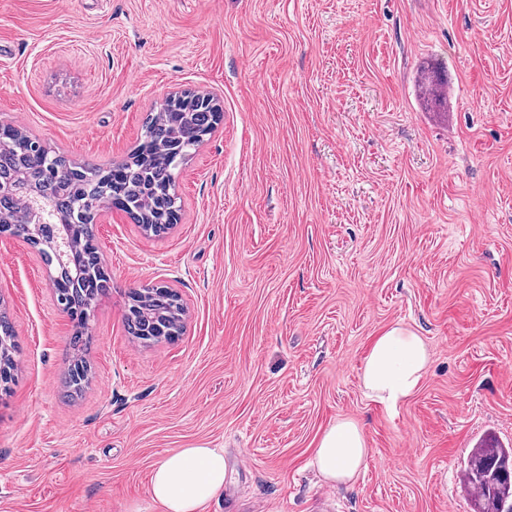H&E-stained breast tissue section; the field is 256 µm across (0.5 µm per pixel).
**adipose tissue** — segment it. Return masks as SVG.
Masks as SVG:
<instances>
[{
	"label": "adipose tissue",
	"mask_w": 512,
	"mask_h": 512,
	"mask_svg": "<svg viewBox=\"0 0 512 512\" xmlns=\"http://www.w3.org/2000/svg\"><path fill=\"white\" fill-rule=\"evenodd\" d=\"M423 338L401 326L376 336L365 357L361 380L366 396L395 409L419 388L429 363ZM369 456L362 427L339 419L324 430L312 465L326 481L353 482ZM226 461L218 448H183L164 457L151 476V496L162 512H201L224 491Z\"/></svg>",
	"instance_id": "obj_1"
}]
</instances>
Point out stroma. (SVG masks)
Segmentation results:
<instances>
[{
	"instance_id": "35a3bbf8",
	"label": "stroma",
	"mask_w": 512,
	"mask_h": 512,
	"mask_svg": "<svg viewBox=\"0 0 512 512\" xmlns=\"http://www.w3.org/2000/svg\"><path fill=\"white\" fill-rule=\"evenodd\" d=\"M181 90L221 120L171 229L95 224L112 290L81 394L48 267L0 234V512H161L151 473L182 448L224 451L232 498L202 512H472L470 449L512 447V0H0V123L57 154L123 159ZM146 286L179 294L174 341L128 334ZM396 325L431 359L389 411L361 366ZM339 418L370 448L348 486L311 465ZM418 87V96L421 99L423 95V104L426 108L433 104L435 109L432 112H448V84L443 79L432 75L427 70L420 72L416 79ZM446 87V92H445ZM17 349L15 330L5 313H0V391H6L12 381Z\"/></svg>"
}]
</instances>
